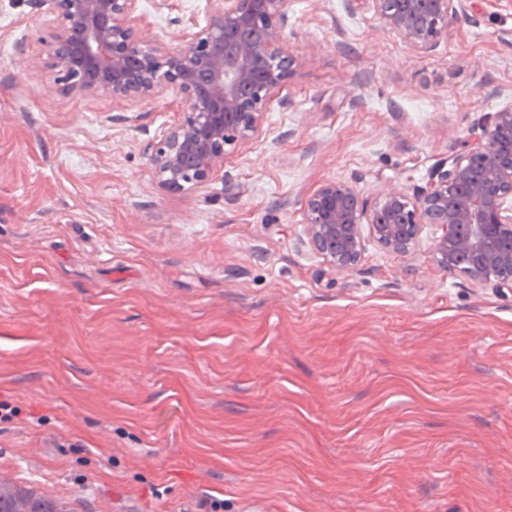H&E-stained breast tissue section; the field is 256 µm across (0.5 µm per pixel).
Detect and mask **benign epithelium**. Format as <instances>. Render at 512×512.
Here are the masks:
<instances>
[{"instance_id":"benign-epithelium-1","label":"benign epithelium","mask_w":512,"mask_h":512,"mask_svg":"<svg viewBox=\"0 0 512 512\" xmlns=\"http://www.w3.org/2000/svg\"><path fill=\"white\" fill-rule=\"evenodd\" d=\"M384 25L429 52L468 0H370ZM42 55L29 66L62 97L110 95L139 102L174 92L182 116L149 142L152 176L163 188L198 190L224 176L229 151L263 128L270 101L294 76L288 0H205L207 19L171 47L140 25V0H39ZM512 101L474 123L461 147L438 161L413 193L387 185L369 204L346 180L323 182L301 207L303 232L322 260L345 276L361 263L365 237L407 255L426 226L445 272L512 290Z\"/></svg>"}]
</instances>
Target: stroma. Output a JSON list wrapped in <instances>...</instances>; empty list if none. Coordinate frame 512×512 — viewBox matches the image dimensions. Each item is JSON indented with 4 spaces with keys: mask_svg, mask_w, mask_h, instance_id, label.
Segmentation results:
<instances>
[{
    "mask_svg": "<svg viewBox=\"0 0 512 512\" xmlns=\"http://www.w3.org/2000/svg\"><path fill=\"white\" fill-rule=\"evenodd\" d=\"M468 5L423 54L369 0H289L292 108L171 192L143 147L183 102L52 94L35 0H0V473L74 512H512V291L430 226L343 277L300 222L327 180L413 191L512 98V0Z\"/></svg>",
    "mask_w": 512,
    "mask_h": 512,
    "instance_id": "1",
    "label": "stroma"
}]
</instances>
